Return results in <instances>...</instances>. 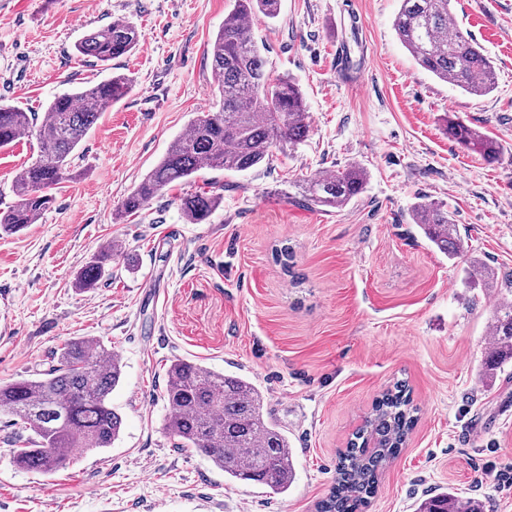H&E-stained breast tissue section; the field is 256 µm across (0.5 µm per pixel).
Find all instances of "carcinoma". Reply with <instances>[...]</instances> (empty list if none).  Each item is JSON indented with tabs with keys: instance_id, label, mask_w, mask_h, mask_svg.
I'll return each mask as SVG.
<instances>
[{
	"instance_id": "1",
	"label": "carcinoma",
	"mask_w": 512,
	"mask_h": 512,
	"mask_svg": "<svg viewBox=\"0 0 512 512\" xmlns=\"http://www.w3.org/2000/svg\"><path fill=\"white\" fill-rule=\"evenodd\" d=\"M451 0H401L393 29L416 63L438 80L483 96L495 84L490 59L469 35L448 32ZM280 0H233L224 27L210 43L208 56L218 78L219 107L193 118L149 175L119 205L124 213L147 206L167 186L189 180L203 168L247 171L265 162L273 149L304 142L311 124L303 94L291 79L273 78L246 22L274 20ZM133 25L116 20L85 34L76 53L105 65L137 46ZM133 81L114 75L97 85L54 98L45 112H26L0 103V149L21 137H34L39 154L13 177L14 205L0 211V229L17 232L38 221L52 202L50 190L71 178L73 153L99 115L132 90ZM448 135L461 148L498 160L497 142L463 122L448 123ZM367 172L358 165L330 170L303 188L309 205L339 209L364 191ZM220 203L214 193L181 196L178 207L190 224H205ZM413 222L441 254L461 255L464 241L448 210L421 200L412 209ZM105 248L82 268L79 285L93 288L112 259ZM495 346L483 371L494 374L512 360V302L496 310L490 323ZM121 358L106 345L83 337L67 340L59 357L32 378L0 382V411L31 430L28 446L14 452L23 469L50 475L70 464L73 448L111 447L121 417L109 397L118 385ZM164 399L167 435L179 448H193L224 474L288 491L294 478L288 437L264 417V397L249 380L217 373L194 362L176 360L167 370ZM416 418L407 388L397 383L372 407L345 451L339 453L336 479L316 512H363L377 489L379 471L395 457L413 430ZM418 512H484L482 503L443 492L421 502Z\"/></svg>"
}]
</instances>
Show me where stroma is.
Listing matches in <instances>:
<instances>
[{"label":"stroma","mask_w":512,"mask_h":512,"mask_svg":"<svg viewBox=\"0 0 512 512\" xmlns=\"http://www.w3.org/2000/svg\"><path fill=\"white\" fill-rule=\"evenodd\" d=\"M232 0H0V101L44 112L60 93L124 74L131 92L83 140L77 178L37 223L0 231V380L47 368L73 337L112 347L122 377L111 447L77 450L50 476L15 466L31 431L0 413V512H315L338 455L383 392L410 389L417 423L379 476L366 512H416L451 490L512 512V362L485 376L489 325L512 301V0H452L458 31L491 58L494 90L472 96L422 69L393 29L400 0H281L253 38L273 76L300 86L309 138L268 163L203 169L144 209L115 210L195 113L214 109L209 44ZM123 20L135 50L77 56L88 31ZM350 51L349 75L335 68ZM461 120L493 137L490 163L449 139ZM37 141L0 149V209ZM354 164L368 181L340 209L300 203L305 183ZM220 193L208 223L178 199ZM447 208L466 252L448 260L412 221ZM118 249L97 286L80 270ZM491 270L470 287L474 264ZM185 359L251 381L287 436L286 493L225 477L164 431L166 370Z\"/></svg>","instance_id":"35a3bbf8"}]
</instances>
